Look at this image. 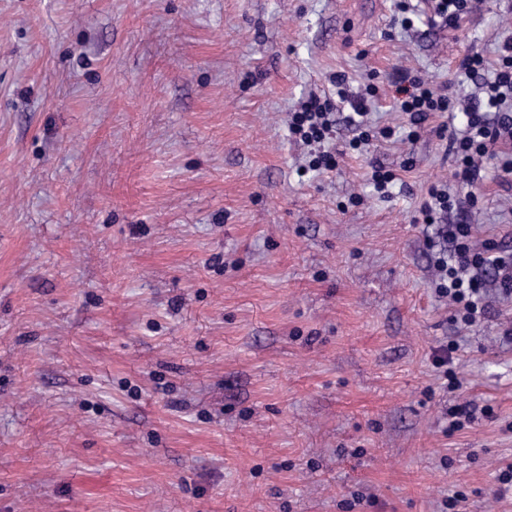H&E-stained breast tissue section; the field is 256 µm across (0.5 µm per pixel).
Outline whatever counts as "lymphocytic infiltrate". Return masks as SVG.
<instances>
[{
	"label": "lymphocytic infiltrate",
	"mask_w": 512,
	"mask_h": 512,
	"mask_svg": "<svg viewBox=\"0 0 512 512\" xmlns=\"http://www.w3.org/2000/svg\"><path fill=\"white\" fill-rule=\"evenodd\" d=\"M458 76L474 82L478 88L463 109V130L450 134L449 149L457 158L455 178L458 183L473 186L484 181L485 159L499 156L512 147V31L504 37L496 65L478 54L464 56L456 67ZM398 95L395 107L407 115L410 127L418 128L431 116L453 109L447 88H434L424 77L411 70L397 75ZM370 89L349 97L344 76L336 78V98L351 100L353 110L348 122L359 128L357 149H367L374 136L391 137V128L374 131L366 120ZM330 99L311 96L292 112L288 131L308 148V167L312 170L334 169L337 161L330 151L335 137ZM462 199L449 193L446 185H430L420 205L428 224H447L448 248L438 252L434 268L436 291L447 297L456 311V321L471 326L489 312V289L512 297V257L499 254L494 247L477 246L473 240V224L465 213Z\"/></svg>",
	"instance_id": "f902f5d3"
}]
</instances>
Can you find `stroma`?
I'll return each instance as SVG.
<instances>
[{
  "mask_svg": "<svg viewBox=\"0 0 512 512\" xmlns=\"http://www.w3.org/2000/svg\"><path fill=\"white\" fill-rule=\"evenodd\" d=\"M398 0H0V512H512V298L477 325L435 290L420 202H478L512 251V171L469 188L395 70L474 95L512 0L457 31ZM375 85L337 166L288 114ZM398 177L377 197L370 164ZM457 350L447 369L440 346ZM457 379L459 388L449 386ZM490 408L455 433L449 412ZM368 97H372V92L368 86H365L351 103L354 112H350V115L347 116V120L351 125L361 129L360 138L353 144L355 149H360L361 151H365L370 146L372 139L376 137L375 133H379L384 138H390L394 134V131L389 127L380 129L379 132H374V128L368 124L365 119L368 115Z\"/></svg>",
  "mask_w": 512,
  "mask_h": 512,
  "instance_id": "35a3bbf8",
  "label": "stroma"
}]
</instances>
